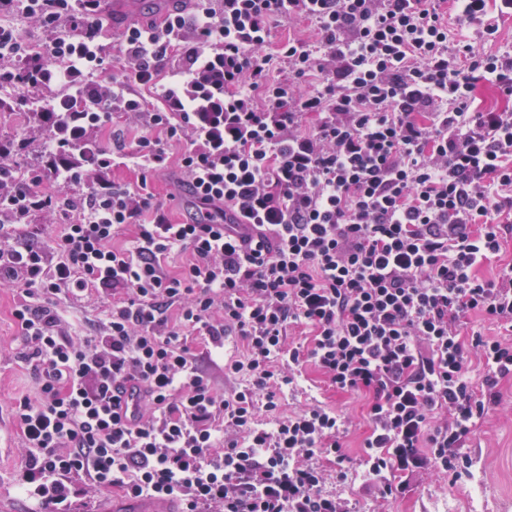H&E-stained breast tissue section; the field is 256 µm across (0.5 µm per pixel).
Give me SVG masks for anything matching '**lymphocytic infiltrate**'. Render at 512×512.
I'll return each instance as SVG.
<instances>
[{"label": "lymphocytic infiltrate", "mask_w": 512, "mask_h": 512, "mask_svg": "<svg viewBox=\"0 0 512 512\" xmlns=\"http://www.w3.org/2000/svg\"><path fill=\"white\" fill-rule=\"evenodd\" d=\"M198 0L192 17L130 28L119 81L98 43L100 0H0L47 32L39 58L0 26V71L37 95L51 127L41 165L0 194V286L17 289L19 359L38 388L14 419L27 450L17 492L38 512H74L87 488L181 498L185 512H350L326 488L346 477L341 421L317 404L284 410L294 370L313 362L336 391L369 395L364 465L380 498L417 472L456 475L476 424L512 377V334L465 339L480 314L512 331V264L478 269L512 235V114L471 109L488 82L512 98V54L488 53L512 0ZM312 22L316 43L267 53L274 20ZM460 31L451 39L449 27ZM281 57L289 78L274 75ZM181 77L121 155L93 133L139 111L128 83ZM210 78L207 112L190 94ZM180 164L213 222L171 223L148 178ZM140 171L139 190L107 174ZM92 188L78 198L68 188ZM234 223H225L226 212ZM52 214V249L35 217ZM133 226L130 244L112 240ZM188 251L179 273L163 261ZM107 294L103 330L64 331L53 303ZM309 344H290L295 329ZM247 384L218 393L188 344L208 337ZM482 370L471 375L470 353ZM132 385L140 415L126 421Z\"/></svg>", "instance_id": "lymphocytic-infiltrate-1"}]
</instances>
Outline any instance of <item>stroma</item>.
I'll return each instance as SVG.
<instances>
[{
	"instance_id": "obj_1",
	"label": "stroma",
	"mask_w": 512,
	"mask_h": 512,
	"mask_svg": "<svg viewBox=\"0 0 512 512\" xmlns=\"http://www.w3.org/2000/svg\"><path fill=\"white\" fill-rule=\"evenodd\" d=\"M169 82V76L164 74L153 85H130L131 95L140 102V112L116 114L111 132L102 137L104 146L112 147L114 132L143 122L148 113L161 111V98ZM16 136L29 143L12 160L16 176L23 180L38 161L44 144L27 113L9 107L0 109V141ZM148 189L154 204L163 207L172 222L202 219L177 163H170L167 170L155 175ZM15 301V290L0 287V512L31 510L30 503L14 487L24 449L13 406L16 398L36 391L37 381L30 366L16 357L22 331L12 314ZM298 383L297 392L285 397L286 409L317 402L335 410L345 422L343 445L350 459L349 471L346 479L337 484L336 492L348 501L353 512H469L467 488L475 478L481 483V512H512V377L500 382L499 405L482 419L467 441L464 452L470 466L460 479L419 472L409 478L403 493L388 501L377 499L364 484L361 461L368 433L364 418L366 396L336 392L311 362L299 366Z\"/></svg>"
}]
</instances>
